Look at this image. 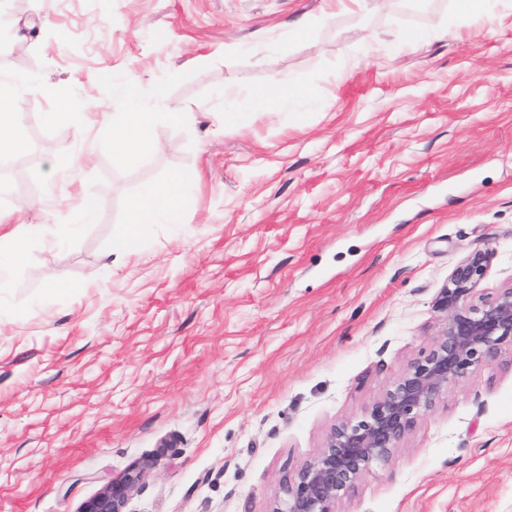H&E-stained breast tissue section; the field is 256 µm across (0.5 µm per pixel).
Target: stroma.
Masks as SVG:
<instances>
[{"label":"stroma","mask_w":512,"mask_h":512,"mask_svg":"<svg viewBox=\"0 0 512 512\" xmlns=\"http://www.w3.org/2000/svg\"><path fill=\"white\" fill-rule=\"evenodd\" d=\"M325 7L52 0L45 27L0 0V76L32 79L0 210L43 227L0 290V512H79L133 466L128 512H271L430 349L459 261L493 253L477 299L512 287V9L442 38L452 0H369L291 37ZM273 70L309 96L254 108ZM132 79L158 145L134 168L104 143ZM175 176L177 223L129 229L128 199ZM336 510L512 512V361L449 384Z\"/></svg>","instance_id":"obj_1"}]
</instances>
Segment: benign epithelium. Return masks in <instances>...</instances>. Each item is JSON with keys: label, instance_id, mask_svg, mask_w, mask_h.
<instances>
[{"label": "benign epithelium", "instance_id": "benign-epithelium-1", "mask_svg": "<svg viewBox=\"0 0 512 512\" xmlns=\"http://www.w3.org/2000/svg\"><path fill=\"white\" fill-rule=\"evenodd\" d=\"M491 258L489 251L476 252L454 267L435 302L439 331L429 352L409 362L361 416L330 429L318 455L285 480L283 497L270 512H336L340 496L373 465L393 457L448 384L498 363L504 347H512V288L474 302ZM140 478L141 471H126L85 501L79 512H127Z\"/></svg>", "mask_w": 512, "mask_h": 512}]
</instances>
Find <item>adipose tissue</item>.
Masks as SVG:
<instances>
[{
  "instance_id": "1",
  "label": "adipose tissue",
  "mask_w": 512,
  "mask_h": 512,
  "mask_svg": "<svg viewBox=\"0 0 512 512\" xmlns=\"http://www.w3.org/2000/svg\"><path fill=\"white\" fill-rule=\"evenodd\" d=\"M28 80L15 76L8 80L7 87L0 92V158L22 155L27 149V142L19 131L22 112L23 94ZM127 96L132 103L130 111L119 113L112 118V131L108 143L113 154L122 157L127 164L136 165L143 154L153 144V126L155 114L149 108L138 104V85L129 82ZM189 182L176 176L165 183L146 186L134 197L127 208L126 222L130 227L141 224H154L158 220L176 223L180 199ZM29 208L28 202L20 204L9 213H0V224L10 225L6 233L7 251H0V281L4 280L25 260L27 240L38 234L39 225L28 224L23 216Z\"/></svg>"
}]
</instances>
